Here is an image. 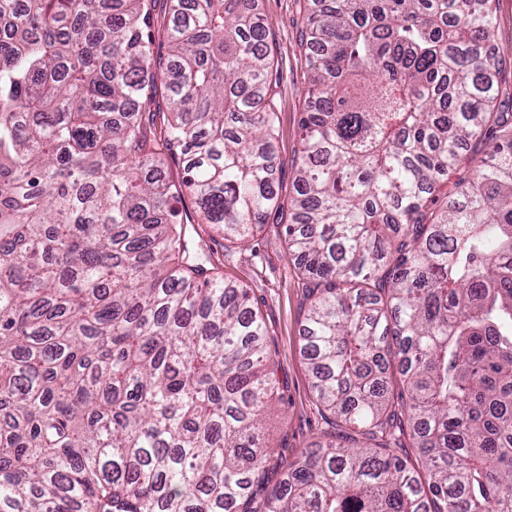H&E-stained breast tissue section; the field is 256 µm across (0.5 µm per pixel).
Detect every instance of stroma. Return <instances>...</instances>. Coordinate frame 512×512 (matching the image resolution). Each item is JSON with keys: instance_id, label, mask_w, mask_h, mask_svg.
<instances>
[{"instance_id": "35a3bbf8", "label": "stroma", "mask_w": 512, "mask_h": 512, "mask_svg": "<svg viewBox=\"0 0 512 512\" xmlns=\"http://www.w3.org/2000/svg\"><path fill=\"white\" fill-rule=\"evenodd\" d=\"M258 11L273 35L281 68L280 128L277 153L282 187L294 179L293 161L300 142V121L307 87L298 48L302 16L299 0H258ZM494 42L502 51L499 65L501 99L512 97V0L496 4ZM200 257L206 267L221 269L225 280L249 288L270 333L276 375L284 400L264 428L269 444L290 461L313 449L327 426L310 400V375L302 354V321L308 304L304 275L289 256L280 227L261 225L246 245L224 241L209 225H198Z\"/></svg>"}]
</instances>
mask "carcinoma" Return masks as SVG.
<instances>
[{
  "instance_id": "carcinoma-1",
  "label": "carcinoma",
  "mask_w": 512,
  "mask_h": 512,
  "mask_svg": "<svg viewBox=\"0 0 512 512\" xmlns=\"http://www.w3.org/2000/svg\"><path fill=\"white\" fill-rule=\"evenodd\" d=\"M156 2L0 0V512H512L493 0H303L286 196L255 0H169L162 44ZM188 198L231 243L282 226L309 280L331 429L258 508L284 389L249 289L198 262ZM491 143L492 141L491 139H488V135L483 140L471 141L466 151L468 159L464 160L457 166L453 173V181L458 178L467 179L471 177L476 163L484 157V154Z\"/></svg>"
}]
</instances>
